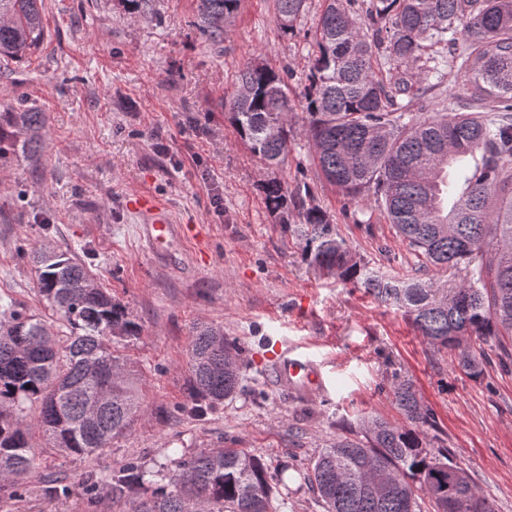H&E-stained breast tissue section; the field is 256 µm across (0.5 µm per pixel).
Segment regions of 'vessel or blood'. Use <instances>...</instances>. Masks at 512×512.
Wrapping results in <instances>:
<instances>
[{"label":"vessel or blood","mask_w":512,"mask_h":512,"mask_svg":"<svg viewBox=\"0 0 512 512\" xmlns=\"http://www.w3.org/2000/svg\"><path fill=\"white\" fill-rule=\"evenodd\" d=\"M140 224L138 234L158 255H166L170 245L184 232L166 208L152 197L140 194L133 200ZM326 361L317 360L303 346L276 341L270 370L283 387L306 394L326 390Z\"/></svg>","instance_id":"1"}]
</instances>
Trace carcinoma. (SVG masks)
Segmentation results:
<instances>
[{
    "mask_svg": "<svg viewBox=\"0 0 512 512\" xmlns=\"http://www.w3.org/2000/svg\"><path fill=\"white\" fill-rule=\"evenodd\" d=\"M275 2L279 31L294 34L306 0ZM239 3L198 0L202 35L223 42ZM42 4L0 0V58L20 62L40 48ZM315 44L303 111L316 167L348 198L372 195L423 266L451 270L457 281L448 287L368 267L326 212L276 177L260 185L266 206L303 244L310 267L401 310L428 345L477 379L486 349L506 353L512 344V0H325ZM384 61L405 70L386 80ZM424 71L440 81L463 75L466 100L482 111H462L458 97L434 116L407 111L404 100L419 92ZM288 78L286 69L246 65L229 108L268 168L288 156ZM19 107L0 113V157L19 140L33 156L40 149L45 113ZM291 209L300 223H288ZM34 261L38 292L70 336L60 347L54 322L12 304L0 312L1 490L31 478L32 429L59 454L83 458L111 447L144 414L136 370L112 351V338L138 335V324L73 255L45 247ZM240 353L223 330L200 328L189 352L190 400L232 396ZM391 393L407 424L365 417L362 438L336 437L308 467L324 512H420L421 495L432 512H495L448 449L426 442L433 413L412 382L393 383ZM151 476L128 461L83 485L90 498L110 497L127 512H279L263 463L243 448L185 456L167 486L152 491Z\"/></svg>",
    "mask_w": 512,
    "mask_h": 512,
    "instance_id": "obj_1",
    "label": "carcinoma"
}]
</instances>
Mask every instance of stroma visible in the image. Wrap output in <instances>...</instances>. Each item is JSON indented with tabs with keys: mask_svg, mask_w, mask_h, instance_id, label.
<instances>
[{
	"mask_svg": "<svg viewBox=\"0 0 512 512\" xmlns=\"http://www.w3.org/2000/svg\"><path fill=\"white\" fill-rule=\"evenodd\" d=\"M323 0H307L294 35L275 23V0H241L220 44L195 25L197 0H44L41 48L0 60V112L19 101L45 112L41 158L0 160V305L30 314L45 305L32 253L68 250L126 306L140 333L115 341L139 374L146 412L111 448L62 458L35 436L26 494L0 491V512H121L88 499L85 472L129 460L165 471L179 457L231 446L262 460L281 512H323L304 475L322 448L368 415L402 422L396 377L412 380L440 438L496 512H512V359L489 354L484 374L464 375L431 348L401 311L363 288L307 265L297 238L269 213L260 183L307 184L310 203L369 266L417 276L418 259L383 211L327 183L312 159L302 110L289 116L288 158L270 170L243 143L225 107L240 70L260 61L290 69L300 102L316 52ZM163 203L187 226L169 256L140 240L133 195ZM237 343V392L197 412L188 397V350L197 327ZM324 358L327 393L300 396L265 368L271 338ZM50 484L67 495L46 493Z\"/></svg>",
	"mask_w": 512,
	"mask_h": 512,
	"instance_id": "35a3bbf8",
	"label": "stroma"
}]
</instances>
